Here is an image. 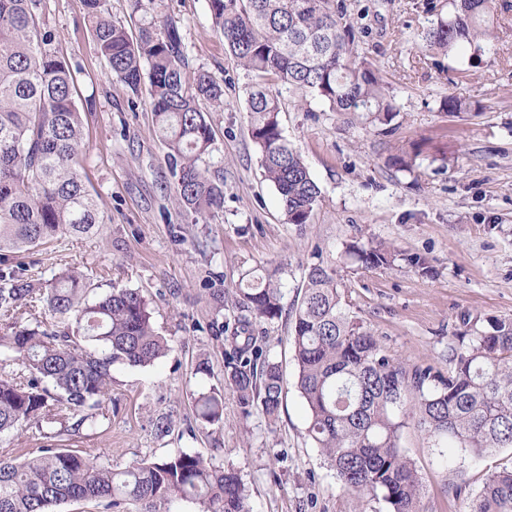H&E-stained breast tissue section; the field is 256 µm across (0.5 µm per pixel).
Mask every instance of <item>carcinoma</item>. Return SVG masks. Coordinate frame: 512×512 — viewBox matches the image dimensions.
<instances>
[{"mask_svg": "<svg viewBox=\"0 0 512 512\" xmlns=\"http://www.w3.org/2000/svg\"><path fill=\"white\" fill-rule=\"evenodd\" d=\"M98 52L113 78L132 93L147 86L159 137L176 177L179 205L200 217L224 206V183L199 161L211 151L212 130L199 101L224 110V89L204 70L187 84L188 60L177 22L162 0H129L137 34L112 20L108 0H83ZM213 21L237 63L251 76L250 132L266 180L279 194L288 224H307L321 198L278 116L281 99H316L341 115L366 114L388 125L400 112L379 70L356 50L363 30L346 19L344 0H208ZM40 0H0V251L28 250L87 233L106 220L86 188L80 157L82 114L73 79L52 49L53 33L37 20ZM453 11L424 32L441 51L470 50L476 63L495 53L489 18L496 0H452ZM344 263L387 268L398 260L427 274V259L383 243L347 245ZM84 272L68 271L43 288L0 273V433L33 427L48 445L24 460L0 450V512H53L73 500L96 501L105 512L129 503L160 512L176 500L199 512H249L248 494L231 467L178 452L140 459L122 470L92 448L53 444L64 432L92 427L103 415L116 364L147 366L169 350L155 330L146 299L117 288L95 301ZM224 316V384L243 413L273 422L283 403L281 366L254 334L284 311L273 274H246ZM297 389L308 409V434L347 490L382 498L388 512H428L415 462L402 448L409 424L438 448L483 457L512 448V319L467 325L448 339V371L411 364L391 353L351 311L336 269L314 264L292 312ZM196 417L224 420L223 395L195 399ZM467 512H512V469L488 475Z\"/></svg>", "mask_w": 512, "mask_h": 512, "instance_id": "cac0c4a2", "label": "carcinoma"}]
</instances>
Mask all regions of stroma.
Here are the masks:
<instances>
[{"label":"stroma","instance_id":"obj_1","mask_svg":"<svg viewBox=\"0 0 512 512\" xmlns=\"http://www.w3.org/2000/svg\"><path fill=\"white\" fill-rule=\"evenodd\" d=\"M504 2L491 26L495 54L470 68L460 52L432 49L420 38L448 14V0H346L348 19L364 30L358 52L376 65L400 113L384 132L316 100H286L283 134L322 191L309 223L289 224L251 137L250 78L225 47L208 0L162 2L179 25L190 69L208 71L224 89L223 111L209 115L212 151L201 164L223 181L224 207L206 220L180 208L148 97L113 79L83 0H40L82 112L83 180L112 221L61 243L2 253L0 272L15 271L39 287L79 269L91 277L92 300L115 287L140 291L170 344L148 366H114L104 417L63 433L59 447L98 449L116 469L181 451L202 455L238 471L250 512H385L381 500L342 487L307 432L289 312L309 266L321 263L336 267L354 314L413 363L444 365L461 317L482 326L512 319V0ZM446 98L460 111H443ZM368 240L426 257L430 273L402 261L378 269L340 265L346 244ZM249 270L275 273L283 286L285 315L256 329L284 376L272 424L244 415L224 387V340L211 291L233 289ZM204 359L207 374L196 370ZM214 389L224 395L220 427L195 414V397ZM162 414L173 420L164 436L155 430ZM401 445L421 475L430 512H467L486 475L512 466V448L474 458L432 447L411 425ZM447 483L461 486L460 495L444 493Z\"/></svg>","mask_w":512,"mask_h":512}]
</instances>
